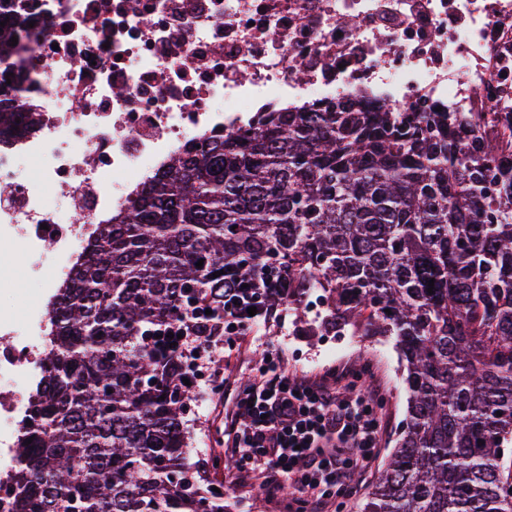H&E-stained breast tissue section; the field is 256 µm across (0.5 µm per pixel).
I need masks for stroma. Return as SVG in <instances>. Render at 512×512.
Here are the masks:
<instances>
[{"label": "stroma", "mask_w": 512, "mask_h": 512, "mask_svg": "<svg viewBox=\"0 0 512 512\" xmlns=\"http://www.w3.org/2000/svg\"><path fill=\"white\" fill-rule=\"evenodd\" d=\"M282 351L289 369L319 376L331 369L360 370L366 385L377 388L384 398L385 420L381 452L361 489L348 500L344 512H360V506L375 485L399 431L404 414L405 398L397 354L393 346L380 336L356 337L353 345L341 352H324L320 348L319 328L312 319H289L287 309H280L262 323V330L250 333L235 349L224 351V377L244 380L256 359L269 345ZM208 395L193 404L186 417L192 451L189 460L200 471L204 486L223 487L226 459L224 457V406L222 379L205 371ZM224 503L229 512H288L287 497L270 499L261 496L250 484L238 485Z\"/></svg>", "instance_id": "1"}]
</instances>
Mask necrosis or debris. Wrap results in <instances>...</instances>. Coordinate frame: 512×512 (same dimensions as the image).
I'll use <instances>...</instances> for the list:
<instances>
[{"label":"necrosis or debris","mask_w":512,"mask_h":512,"mask_svg":"<svg viewBox=\"0 0 512 512\" xmlns=\"http://www.w3.org/2000/svg\"><path fill=\"white\" fill-rule=\"evenodd\" d=\"M0 72L28 131L0 138V504L54 329L100 225L176 157L268 112H491L512 122V0H8ZM40 164L30 174L28 161Z\"/></svg>","instance_id":"1"}]
</instances>
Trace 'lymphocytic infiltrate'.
Returning a JSON list of instances; mask_svg holds the SVG:
<instances>
[{
  "instance_id": "f902f5d3",
  "label": "lymphocytic infiltrate",
  "mask_w": 512,
  "mask_h": 512,
  "mask_svg": "<svg viewBox=\"0 0 512 512\" xmlns=\"http://www.w3.org/2000/svg\"><path fill=\"white\" fill-rule=\"evenodd\" d=\"M281 284L233 277L224 291L227 344L268 317ZM383 399L360 389L353 370L320 377L288 370L279 350L263 351L224 417L225 481L257 482L264 496L287 494L290 512H330L352 498L383 437Z\"/></svg>"
}]
</instances>
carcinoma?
I'll return each mask as SVG.
<instances>
[{
    "instance_id": "1",
    "label": "carcinoma",
    "mask_w": 512,
    "mask_h": 512,
    "mask_svg": "<svg viewBox=\"0 0 512 512\" xmlns=\"http://www.w3.org/2000/svg\"><path fill=\"white\" fill-rule=\"evenodd\" d=\"M220 270L392 343L405 418L361 512H512V125L344 107L270 112L104 225L57 299L11 512H225L188 462L177 338L195 307L199 340L220 329Z\"/></svg>"
}]
</instances>
